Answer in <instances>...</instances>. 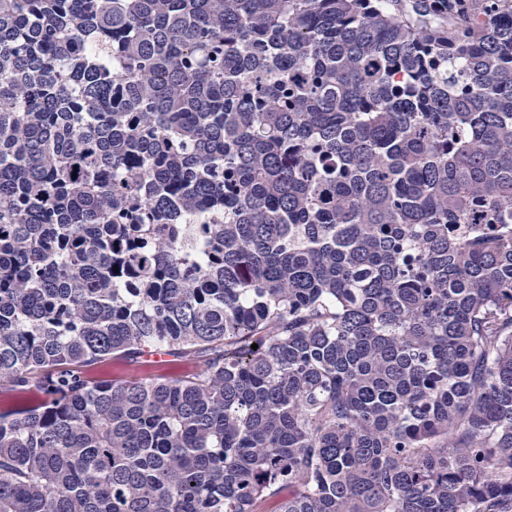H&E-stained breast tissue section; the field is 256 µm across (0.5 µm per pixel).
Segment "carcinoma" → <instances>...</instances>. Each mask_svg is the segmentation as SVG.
<instances>
[{
    "mask_svg": "<svg viewBox=\"0 0 512 512\" xmlns=\"http://www.w3.org/2000/svg\"><path fill=\"white\" fill-rule=\"evenodd\" d=\"M3 392L0 512H512V0H0ZM193 361L177 362L163 366H152L142 359L109 360L90 367L91 377L118 380H142L159 376H182L194 369Z\"/></svg>",
    "mask_w": 512,
    "mask_h": 512,
    "instance_id": "obj_1",
    "label": "carcinoma"
}]
</instances>
